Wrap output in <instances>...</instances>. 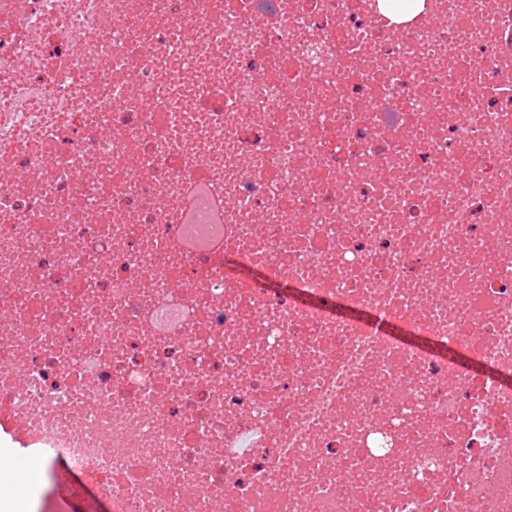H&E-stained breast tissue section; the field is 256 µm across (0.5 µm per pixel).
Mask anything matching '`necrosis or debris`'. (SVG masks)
Returning <instances> with one entry per match:
<instances>
[{
    "label": "necrosis or debris",
    "instance_id": "necrosis-or-debris-1",
    "mask_svg": "<svg viewBox=\"0 0 512 512\" xmlns=\"http://www.w3.org/2000/svg\"><path fill=\"white\" fill-rule=\"evenodd\" d=\"M106 512H512V0H0V436Z\"/></svg>",
    "mask_w": 512,
    "mask_h": 512
}]
</instances>
